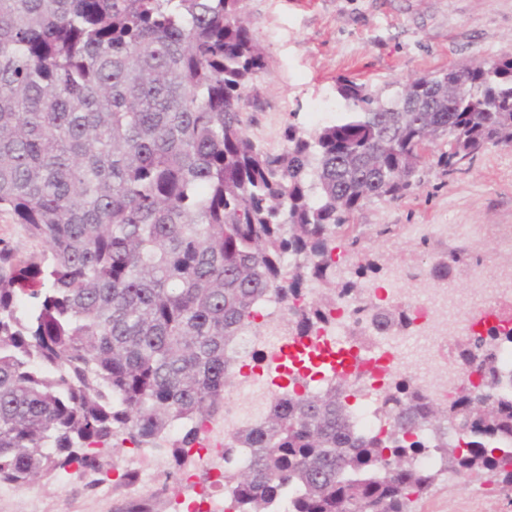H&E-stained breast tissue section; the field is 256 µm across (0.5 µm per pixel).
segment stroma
<instances>
[{
	"label": "stroma",
	"mask_w": 512,
	"mask_h": 512,
	"mask_svg": "<svg viewBox=\"0 0 512 512\" xmlns=\"http://www.w3.org/2000/svg\"><path fill=\"white\" fill-rule=\"evenodd\" d=\"M246 16L267 58L257 99L244 114L246 132L273 152L285 148L289 123L313 128L319 108L335 122L344 110L337 78L388 96L411 78L512 56V0H246ZM354 232L359 260L386 271L459 251L455 286L463 293L484 261L512 272V144L490 148L464 174L448 177L427 166L411 196L358 211ZM149 465L164 479L153 512L205 503L220 490L221 461L202 468L192 459L177 472L165 449L154 448ZM124 488L114 468L22 488L0 484V512H113L125 502ZM411 512H512V490L481 471L461 478L444 472Z\"/></svg>",
	"instance_id": "stroma-1"
}]
</instances>
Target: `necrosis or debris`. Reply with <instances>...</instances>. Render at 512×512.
<instances>
[{
	"mask_svg": "<svg viewBox=\"0 0 512 512\" xmlns=\"http://www.w3.org/2000/svg\"><path fill=\"white\" fill-rule=\"evenodd\" d=\"M408 278L407 272L396 271L382 284L365 283L353 293L342 296L313 336L317 348L323 351L343 336L364 341L363 347L368 353L365 367L351 383L356 406L350 424L359 433H382L388 428L384 396L373 381L372 367L377 363L372 355L374 349L390 347L393 370L403 371L428 398L445 403L454 400L464 386L458 363L447 359L445 353L450 346L475 333L476 319L480 316L493 318L501 333L493 349L501 378L491 389L492 397L512 399V318L496 312L502 299H512V287H503L501 279L488 275L464 297L448 288H431L411 297L402 306L412 321L420 322L424 330L414 344L403 347L393 345L391 332L381 324L379 317L398 304L399 291ZM283 311L277 297L266 298L255 316V328L239 337L238 361H245L252 349L271 351L292 341ZM273 383L270 377L243 374L235 392L224 402L223 418L205 428L207 441L196 450L201 464H208L212 454L223 452L225 444L240 429L264 419L275 395Z\"/></svg>",
	"mask_w": 512,
	"mask_h": 512,
	"instance_id": "4bbe7bcc",
	"label": "necrosis or debris"
}]
</instances>
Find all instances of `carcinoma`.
Here are the masks:
<instances>
[{"mask_svg":"<svg viewBox=\"0 0 512 512\" xmlns=\"http://www.w3.org/2000/svg\"><path fill=\"white\" fill-rule=\"evenodd\" d=\"M265 71L244 0H0V212L41 244L22 255L0 241V483L98 474L101 447L154 448L174 426L183 468L267 296L310 335L357 288H329L356 212L410 196L437 140L449 175L512 143V57L386 98L340 78L346 112L288 125L278 153L243 119ZM311 282L319 297L292 306ZM386 319L412 324L399 307ZM496 336L457 347L482 390ZM299 380L224 448L253 451L250 468L224 470L229 512H267L290 487V512H408L438 475L415 466L427 448L459 476L512 487V449L498 447L512 401L469 384L439 404L402 376L386 434L361 436L353 393H300Z\"/></svg>","mask_w":512,"mask_h":512,"instance_id":"cac0c4a2","label":"carcinoma"}]
</instances>
